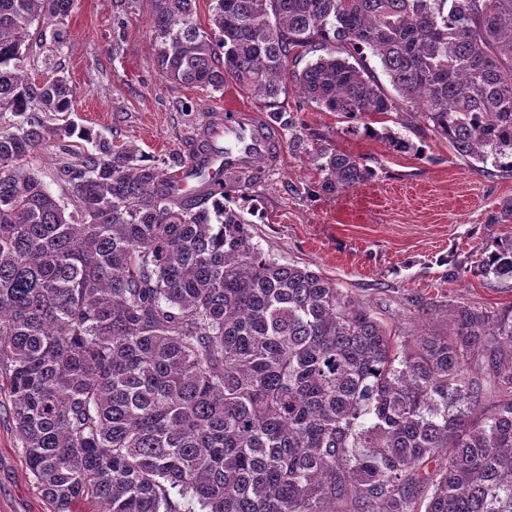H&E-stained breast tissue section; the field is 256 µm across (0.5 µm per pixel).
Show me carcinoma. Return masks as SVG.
<instances>
[{"label": "carcinoma", "instance_id": "obj_1", "mask_svg": "<svg viewBox=\"0 0 512 512\" xmlns=\"http://www.w3.org/2000/svg\"><path fill=\"white\" fill-rule=\"evenodd\" d=\"M150 0L161 75L350 121L395 109L512 177V0ZM74 0H0V395L54 512H512V306L448 304L393 335L360 300L252 243V180L180 198L171 173L73 121L24 72ZM373 57L376 66L369 65ZM303 143L292 112L267 113ZM397 152L417 151L391 130ZM62 148L55 197L27 163ZM318 189L371 181L318 142ZM470 272L512 279V237ZM435 464L429 468V464Z\"/></svg>", "mask_w": 512, "mask_h": 512}]
</instances>
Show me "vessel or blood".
<instances>
[{
    "mask_svg": "<svg viewBox=\"0 0 512 512\" xmlns=\"http://www.w3.org/2000/svg\"><path fill=\"white\" fill-rule=\"evenodd\" d=\"M204 127L210 134L211 149L176 171L174 180L180 187H187L193 170L201 166L222 170V177L212 182L216 191L243 173L262 177L273 164L274 154L281 151L275 130L262 112L236 107L207 120Z\"/></svg>",
    "mask_w": 512,
    "mask_h": 512,
    "instance_id": "vessel-or-blood-1",
    "label": "vessel or blood"
}]
</instances>
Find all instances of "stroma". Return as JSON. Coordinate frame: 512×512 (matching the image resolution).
<instances>
[{
  "instance_id": "stroma-1",
  "label": "stroma",
  "mask_w": 512,
  "mask_h": 512,
  "mask_svg": "<svg viewBox=\"0 0 512 512\" xmlns=\"http://www.w3.org/2000/svg\"><path fill=\"white\" fill-rule=\"evenodd\" d=\"M59 27L64 45L49 39L35 45L24 62L28 76L42 81L63 72L76 88L69 119L139 148L160 167L186 155L192 135L212 113L228 105L265 108L264 101L230 86L215 91L165 80L156 67L149 0H75ZM278 103L297 113L308 140L359 157L377 176L339 194H318L320 176L307 152L283 148L279 164L251 189L259 248L278 262L329 278L399 336L445 332L444 311L452 301L490 310L512 306V279L446 278L449 260L469 265L494 241L512 235L511 177L471 167L402 101L368 123L413 142L406 153L363 130H348L336 113L318 109L296 88ZM0 512H52L4 408Z\"/></svg>"
}]
</instances>
